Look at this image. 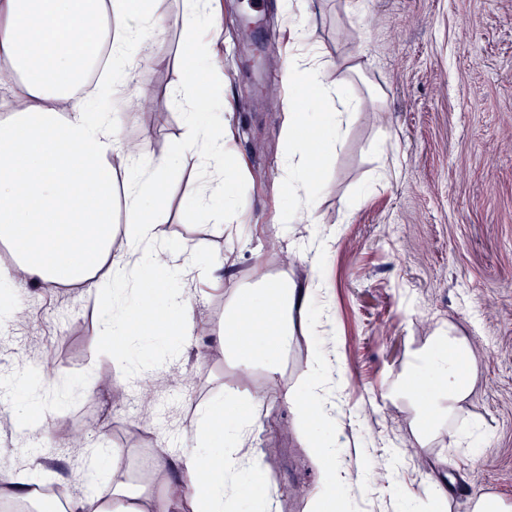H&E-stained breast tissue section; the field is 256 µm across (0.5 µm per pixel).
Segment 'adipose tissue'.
<instances>
[{
	"label": "adipose tissue",
	"mask_w": 512,
	"mask_h": 512,
	"mask_svg": "<svg viewBox=\"0 0 512 512\" xmlns=\"http://www.w3.org/2000/svg\"><path fill=\"white\" fill-rule=\"evenodd\" d=\"M284 9L296 49L284 80L298 100L288 106L281 126L292 201L284 221L307 233L294 252L308 269L304 280L264 277L225 291L229 256L217 252L199 261L186 247L174 246L156 219L164 177L184 154L198 155L208 171L209 182L195 199L200 215L209 214L219 187L237 175L224 117L228 106L219 93L221 0H186L180 18L184 133L158 156L125 139L112 113L100 107L105 99L138 93L141 64L166 66L155 44L170 19L158 12L155 0H0V243L13 254L11 263L0 265V287L111 289L101 338L111 342L122 368L130 365L132 345L174 328L205 337V359L234 357L244 374L263 366L294 416L300 447L323 462L315 498L324 501L339 482L336 436L329 430L336 381L325 374L336 350L314 348L302 378L292 384L283 378L282 359L295 335H312L317 292L328 285L313 195L317 172L325 153L342 145L365 103L333 79L319 49L306 42V23L292 0ZM119 202L128 216L122 224L115 221ZM194 277L214 293H228L219 323L196 319L188 288ZM417 356L422 368L398 381L397 389L428 403V441L437 435V422L470 396V350L463 338L441 331ZM43 380L40 372L22 376L23 398L0 406L18 422L21 435L52 434L54 406L35 395ZM257 406L254 396L231 414L223 403H205L186 432L189 447L155 452L141 483L129 479L116 449H92L84 470L88 491L65 497L59 512H227L241 481L268 482L263 461L240 452ZM104 470L110 479L105 496L93 488ZM42 504L28 474L0 463V512H42Z\"/></svg>",
	"instance_id": "ef3b65f1"
}]
</instances>
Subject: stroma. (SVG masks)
<instances>
[{
	"label": "stroma",
	"instance_id": "35a3bbf8",
	"mask_svg": "<svg viewBox=\"0 0 512 512\" xmlns=\"http://www.w3.org/2000/svg\"><path fill=\"white\" fill-rule=\"evenodd\" d=\"M308 40L347 91L366 109L344 143L324 158L316 186L317 214L333 239L330 288L315 308L330 325L315 339L295 335L283 374L296 382L314 345L336 349L346 380L336 389L332 429L343 479L330 512H471L485 493L512 504V0H365L352 13L346 0H299ZM250 0H224V97L232 106L234 145L244 162L231 191L240 211L200 225L198 157L186 156L166 177L156 218L174 240L201 253H230L226 274L237 285L258 276L306 277L293 262L295 236L274 222L287 202L280 118L288 105L285 53L264 49L252 73L248 47L269 33L286 41L282 0H265L263 24L239 31ZM168 67L143 66L138 97L124 100L122 134L148 152L170 149L183 108L175 98L183 32L172 26L159 43ZM16 316L0 319V398L14 395L21 369L11 341L25 333L52 373L47 389L77 384L88 368L113 375L112 355L99 341V315L112 296L93 288L47 293L17 288ZM463 336L474 361L472 392L439 436L420 439L415 400L394 394L412 354L438 329ZM179 361L154 372L157 395L169 398L161 432L135 430L123 405L136 397L124 379L120 405L107 396L63 398L52 418V441H18L0 417V457L15 470L59 489L83 478L90 449L115 448L142 477L155 449L185 447L184 428L205 402L225 393L269 392L244 445L268 469L274 512H314L317 458L299 447L292 415L271 394L266 371L240 380L235 362L205 363V342L180 339ZM100 419L99 437L75 448L70 435L86 415ZM455 482L453 497L432 496L433 473Z\"/></svg>",
	"mask_w": 512,
	"mask_h": 512
}]
</instances>
